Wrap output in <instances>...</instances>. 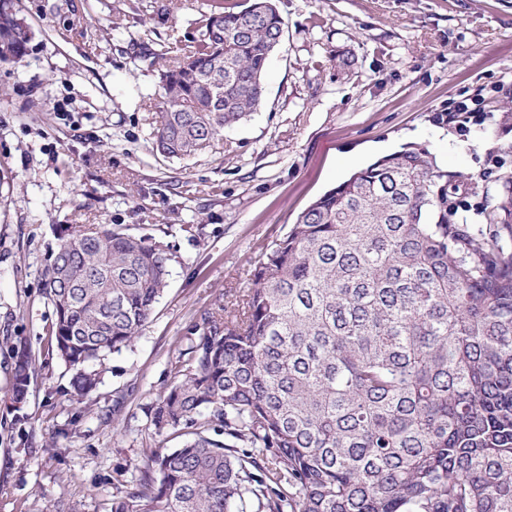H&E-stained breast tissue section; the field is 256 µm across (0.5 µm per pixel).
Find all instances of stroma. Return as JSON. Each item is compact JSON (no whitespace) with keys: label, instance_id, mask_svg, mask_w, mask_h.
Returning <instances> with one entry per match:
<instances>
[{"label":"stroma","instance_id":"35a3bbf8","mask_svg":"<svg viewBox=\"0 0 512 512\" xmlns=\"http://www.w3.org/2000/svg\"><path fill=\"white\" fill-rule=\"evenodd\" d=\"M208 0H15L33 33L0 62V512H112L154 448L149 408L190 327L248 288L271 241L355 165L425 145L467 177L449 196L477 224L512 169V0H276L285 27L262 107L200 154L152 149L160 73L191 45ZM479 113L461 133L450 115ZM59 224H121L161 243L171 275L132 347L91 397L49 357L42 294ZM35 375L27 444L11 434V345ZM117 420H109L112 407Z\"/></svg>","mask_w":512,"mask_h":512}]
</instances>
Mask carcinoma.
I'll use <instances>...</instances> for the list:
<instances>
[{
	"instance_id": "carcinoma-1",
	"label": "carcinoma",
	"mask_w": 512,
	"mask_h": 512,
	"mask_svg": "<svg viewBox=\"0 0 512 512\" xmlns=\"http://www.w3.org/2000/svg\"><path fill=\"white\" fill-rule=\"evenodd\" d=\"M284 20L223 0L162 73L153 149L182 159L263 103ZM32 32L0 0V61ZM461 175L411 145L307 207L235 302L203 312L151 408L179 438L143 460L112 512H512V170L481 224L448 214ZM157 242L120 224L56 229L43 269L48 348L88 396L93 365L132 346L169 277ZM20 413L32 355L12 347ZM224 439H219V436Z\"/></svg>"
}]
</instances>
